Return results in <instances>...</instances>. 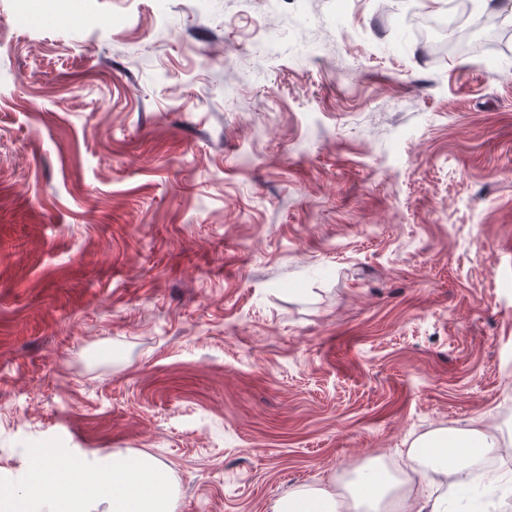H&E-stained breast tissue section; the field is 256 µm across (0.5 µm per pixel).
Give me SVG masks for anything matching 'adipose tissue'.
I'll return each instance as SVG.
<instances>
[{"instance_id":"1","label":"adipose tissue","mask_w":512,"mask_h":512,"mask_svg":"<svg viewBox=\"0 0 512 512\" xmlns=\"http://www.w3.org/2000/svg\"><path fill=\"white\" fill-rule=\"evenodd\" d=\"M507 448L483 428L435 429L411 443L405 476L377 457L346 479L293 488L268 512H450L449 495L471 483L474 463ZM31 467L25 486L0 482V512H177L171 472L148 453L85 455L69 467L59 453L38 449Z\"/></svg>"}]
</instances>
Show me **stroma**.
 I'll return each instance as SVG.
<instances>
[{
  "label": "stroma",
  "instance_id": "obj_1",
  "mask_svg": "<svg viewBox=\"0 0 512 512\" xmlns=\"http://www.w3.org/2000/svg\"><path fill=\"white\" fill-rule=\"evenodd\" d=\"M449 0H0V479L147 452L267 512L512 427V37Z\"/></svg>",
  "mask_w": 512,
  "mask_h": 512
}]
</instances>
